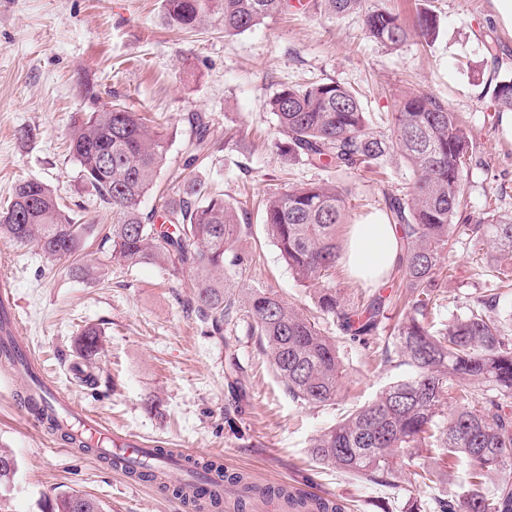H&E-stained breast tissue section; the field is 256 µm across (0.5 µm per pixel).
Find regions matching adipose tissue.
Instances as JSON below:
<instances>
[{
    "mask_svg": "<svg viewBox=\"0 0 512 512\" xmlns=\"http://www.w3.org/2000/svg\"><path fill=\"white\" fill-rule=\"evenodd\" d=\"M397 248L394 225L355 224L351 227L345 260L355 277L374 283L393 267Z\"/></svg>",
    "mask_w": 512,
    "mask_h": 512,
    "instance_id": "obj_1",
    "label": "adipose tissue"
}]
</instances>
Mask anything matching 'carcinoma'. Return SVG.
<instances>
[{
	"label": "carcinoma",
	"mask_w": 512,
	"mask_h": 512,
	"mask_svg": "<svg viewBox=\"0 0 512 512\" xmlns=\"http://www.w3.org/2000/svg\"><path fill=\"white\" fill-rule=\"evenodd\" d=\"M329 16L363 14L367 37L389 46L407 39L401 17L367 0H316ZM288 0H162L166 23L192 31L213 21L229 36L242 34L288 10ZM425 39L435 36V18L422 14L415 25ZM492 98L500 113L512 112V76L498 80ZM88 103L72 123L68 151L80 179L112 209V224L100 229L109 259L127 265L150 264L171 276L190 273L192 309L208 336L224 337L238 316L235 294L224 291V273L243 264L233 242L251 229V213L213 194L195 174L208 157L209 119L188 118L195 137L186 145L178 198L161 209L142 208L166 164L162 128L120 100L108 111L92 86L84 89ZM281 139L279 154L288 164L302 163L325 171L375 170L396 152L407 163L410 191L384 195L389 223L395 225L399 254L394 274L405 282L399 298L381 294L358 307L345 305L336 289L326 285L340 265L337 233L345 216L342 189L333 182L306 183L267 198L262 224L282 259L303 286L321 281L313 301L318 315H309L276 293H249L245 318L258 338L288 396L300 405L336 403L343 378L339 340L327 335L320 317L330 318L352 340L377 345L388 313L402 307L393 328L395 348L381 349L382 363L406 367L408 373L384 387L370 402L356 408L310 440L312 459L362 480L397 487L403 469L413 468L414 483L441 486L448 482V461L468 466L461 491L434 498L433 512H512V479H499L485 491L490 474L512 472V308L502 314L501 289L512 286V213L486 209L470 223L464 200L463 174L476 156L466 125L448 105L424 91H408L396 99L391 139L367 132L368 115L357 92L333 79L308 85H283L268 101ZM92 226L77 224L44 182H19L9 204L0 209V239L34 243L53 260L71 262L69 272L93 278V267L77 261ZM466 238L477 268L491 280L475 290L466 311L436 319L440 300L438 276L453 233ZM100 332L87 327L75 340L76 353L96 354ZM26 395L33 411L63 444L80 453L93 448L72 430L62 429L38 391L36 376L26 370ZM437 451L434 463L419 450ZM122 465L130 478L151 481L150 458ZM18 462L0 448V485L13 480ZM224 472V480L240 486V508L260 494L283 498L294 512H346L338 499L297 496L275 486L257 487L239 473H228L216 459L201 458L196 470ZM173 494L198 512L216 510L224 497L205 488L193 491L179 483ZM50 512H103L93 498L69 494L55 499Z\"/></svg>",
	"instance_id": "carcinoma-1"
}]
</instances>
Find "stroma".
Returning <instances> with one entry per match:
<instances>
[{"label":"stroma","instance_id":"stroma-1","mask_svg":"<svg viewBox=\"0 0 512 512\" xmlns=\"http://www.w3.org/2000/svg\"><path fill=\"white\" fill-rule=\"evenodd\" d=\"M399 12L407 27L419 13L437 20L433 41L410 35L388 48L365 37L360 14L328 17L313 5L291 7L245 33L220 25L195 33L168 27L160 0H0V209L23 179L49 184L76 222L112 221L84 185L67 151L73 116L84 100L82 83L97 85L103 101L120 94L135 111L153 115L167 134V162L158 182L174 186L191 129L187 116L211 120L210 157L199 178L226 201L257 211L267 196L289 186L329 180L343 188L352 224L385 221V191L408 190L412 173L390 154L383 173L336 174L287 165L275 142L266 102L281 85L333 79L361 95L368 131L390 138L391 104L418 88L464 114L479 161L464 176L472 213L485 205L512 211V130L498 119L491 89L512 74V20L500 0H367ZM496 44L488 54L487 44ZM240 140L225 145L224 132ZM246 259L228 271L237 298L261 288L311 308L312 289L297 283L264 224L253 221L234 244ZM99 276L73 278L66 261H50L35 245L0 239V277H7L22 334L45 372L82 410L149 445L221 457L225 469L260 485H288L343 500L349 512H407L429 505L434 490L405 482L387 488L312 461L308 441L348 411L371 400L405 368L380 366L371 349L342 340L345 376L336 404L300 405L284 391L256 337L231 342L242 367L241 391L224 378L222 341L205 335L183 307L188 276L169 277L155 266L110 263L98 238L84 251ZM452 279L441 282V319L464 312L480 278L471 249L453 239ZM102 333L92 365L74 350L87 326ZM26 380L0 369V448L12 451L18 471L0 487V512H48L56 497L79 492L104 512H184L160 486L119 475L95 457L77 453L18 409Z\"/></svg>","mask_w":512,"mask_h":512}]
</instances>
